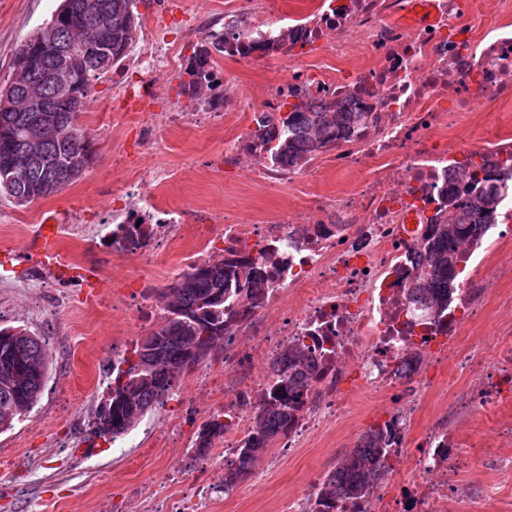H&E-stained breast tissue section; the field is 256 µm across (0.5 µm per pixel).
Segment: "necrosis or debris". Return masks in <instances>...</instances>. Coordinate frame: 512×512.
I'll list each match as a JSON object with an SVG mask.
<instances>
[{
    "instance_id": "necrosis-or-debris-1",
    "label": "necrosis or debris",
    "mask_w": 512,
    "mask_h": 512,
    "mask_svg": "<svg viewBox=\"0 0 512 512\" xmlns=\"http://www.w3.org/2000/svg\"><path fill=\"white\" fill-rule=\"evenodd\" d=\"M411 0H312L303 12L278 9L276 0H238L220 18H188L185 39L223 36L229 55L213 60L210 82L193 94L152 107L157 81L185 71L187 60L145 26L130 61L112 73L116 124H136L141 147H155L164 134L184 127L223 130L224 148L209 160L211 171L237 172L249 166L261 188L314 183L329 173L360 172L347 191L319 202L318 219L303 206L244 219L236 205L200 210L169 199L164 190L172 171L123 168V207L112 222H143L146 246L134 249L139 264L153 268L161 253L183 251L186 264L208 261L237 249L277 269L280 278L269 305L278 320L261 310L241 313L224 354L186 378L206 396L204 416H223L230 426L203 458L194 460L195 478L164 469L149 483L128 485L117 512L139 500L146 512H202L224 492V467L253 426L254 411L276 375L269 366L294 344L323 348L310 375L308 395L287 434L277 443L287 453L344 421L352 403L384 398L391 408L376 425L389 432V465L365 498L337 504L336 512H449L462 496V471L489 468L512 472V317L498 325L493 360L482 365L466 350L489 304L512 310V205L501 222L483 227L482 241L467 244L475 260L460 278L447 307L421 306L411 294L421 272L420 242L430 225L446 223L449 188L464 189L474 165L501 174L512 155V136L495 133L477 140L457 134L464 112H483L504 103L512 91V0H433L429 22L403 25ZM278 20H270L271 12ZM368 49L351 53L353 39ZM274 61L276 77L261 96L242 89L226 72L231 63ZM343 98L350 112H365L366 124L302 165L248 151L255 133L270 126L289 103H328ZM466 370L463 383L450 384L448 361ZM353 362L355 385L344 365ZM267 364L256 374V363ZM447 388L430 423L415 431L421 402ZM492 416L489 431L469 425ZM413 468L401 470L403 457ZM181 486L171 495L173 486Z\"/></svg>"
}]
</instances>
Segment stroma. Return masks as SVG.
<instances>
[{"label": "stroma", "instance_id": "35a3bbf8", "mask_svg": "<svg viewBox=\"0 0 512 512\" xmlns=\"http://www.w3.org/2000/svg\"><path fill=\"white\" fill-rule=\"evenodd\" d=\"M59 0H0V82L6 80L20 46L50 20ZM111 78L95 82L81 116L97 140V157L81 179L62 192L16 206L0 196V327L22 326L41 334L51 356V369L36 408L0 432V512H111L112 497L133 482H148L162 468H181L183 457L156 449L144 456L139 442L163 428L168 419L153 408L122 438L91 434L111 374L99 365L112 357V337L122 332L137 341L149 323L125 316L112 306V294L138 287L141 274L134 258L112 253L113 178L118 153L133 149L135 125L113 127ZM224 147L222 133L187 128L166 135L161 151L138 156L137 163L167 164L177 178L171 198L191 206L244 203L249 216L274 212L286 203H303L307 195L292 186L254 189L247 173L221 176L207 168L209 158ZM78 217L80 239L60 234V254L79 251L83 261L65 274L43 266L38 229L49 217ZM103 275L105 297L97 307L84 304L83 276ZM377 402L354 405L342 428L313 444L296 449L276 465L260 460L253 475L240 483L234 499L220 512H287L289 498L309 494L336 468L374 425ZM68 441L59 449L57 441ZM462 481L472 493L458 501L456 512H512V476L494 470L465 471Z\"/></svg>", "mask_w": 512, "mask_h": 512}]
</instances>
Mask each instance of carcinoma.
<instances>
[{
    "mask_svg": "<svg viewBox=\"0 0 512 512\" xmlns=\"http://www.w3.org/2000/svg\"><path fill=\"white\" fill-rule=\"evenodd\" d=\"M87 0H62L50 21L18 49L10 78L0 87V195L17 206H27L52 196L80 179L96 157L95 139L80 118L92 83L112 73L139 24L137 0H99L102 16L89 13ZM105 21L98 36L104 43L89 49L73 45L74 31ZM224 52V42L203 39L192 60L194 82L208 74L212 54ZM66 68L73 83L56 85L49 75ZM41 87L47 99L45 112H20L27 88ZM360 112L339 104L315 108L302 101L289 105L278 125L256 135L254 147L273 142L277 154L298 164L336 138V130ZM49 130L41 153L29 159L27 173L13 178L8 161L25 150L30 128ZM484 167H476L459 193L448 192L446 224L430 225L422 250L430 275L412 290L446 305L454 293L465 252L463 240H475L482 226L499 217L500 198L512 188L504 180L489 184ZM276 272L264 270L245 258L209 261L192 266L158 293L167 299L163 320L141 337L132 354L116 363L112 387L101 402L93 422L94 433L113 440L126 435L134 424L170 393L174 383L224 343L238 308L259 309ZM51 357L40 335L20 327L0 328V432L37 406L50 370ZM315 365L300 346H291L273 366L277 379L268 389L256 421L239 443L236 459L224 468V486L244 481L253 466L278 438L288 431L303 404L307 379ZM227 424L210 418L193 447L208 451L224 438ZM389 448L382 432L371 429L354 451L329 472L309 497V512H330L336 502L367 496L378 483Z\"/></svg>",
    "mask_w": 512,
    "mask_h": 512,
    "instance_id": "cac0c4a2",
    "label": "carcinoma"
}]
</instances>
